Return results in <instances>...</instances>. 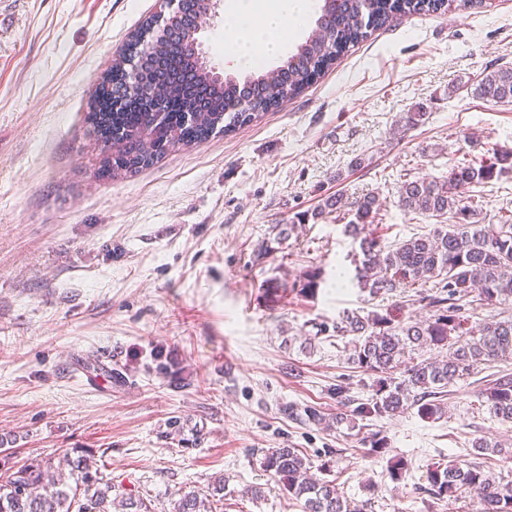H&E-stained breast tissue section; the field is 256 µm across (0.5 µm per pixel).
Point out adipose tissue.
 <instances>
[{"mask_svg": "<svg viewBox=\"0 0 512 512\" xmlns=\"http://www.w3.org/2000/svg\"><path fill=\"white\" fill-rule=\"evenodd\" d=\"M252 0H228L231 24L224 27V63L238 68L253 61L255 49L265 59H274L288 47V41L301 21L312 13L311 0H276L261 22H253Z\"/></svg>", "mask_w": 512, "mask_h": 512, "instance_id": "adipose-tissue-1", "label": "adipose tissue"}]
</instances>
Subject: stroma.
I'll return each mask as SVG.
<instances>
[{
  "label": "stroma",
  "instance_id": "35a3bbf8",
  "mask_svg": "<svg viewBox=\"0 0 512 512\" xmlns=\"http://www.w3.org/2000/svg\"><path fill=\"white\" fill-rule=\"evenodd\" d=\"M159 6L0 0V444L19 464L85 449L115 488L159 512L192 491L213 512H302L263 467L277 448L300 449L313 474L372 512H475L473 498H433L425 471L477 460L512 482V423L480 397L485 367L457 380L445 417L383 420L392 454L412 465L395 483L386 460L336 425L343 407L327 392L341 381L365 398L371 378L348 364L345 339L313 330L394 298L334 288L359 252L340 222L297 225L264 264L253 254L274 225L336 194L351 203L377 192L388 242L433 231L437 220L400 206L403 178L441 176L461 152L512 148V103L475 94L483 74L512 63V0L394 20L235 134L99 179L86 103ZM418 110L424 124L406 127ZM509 202L512 169L482 187L478 222L496 223ZM310 265L323 274L315 298L284 290ZM157 350L189 375L185 386L152 368ZM288 404L318 408L325 424L288 417ZM175 419L185 443L161 436ZM481 436L499 447L476 458Z\"/></svg>",
  "mask_w": 512,
  "mask_h": 512
}]
</instances>
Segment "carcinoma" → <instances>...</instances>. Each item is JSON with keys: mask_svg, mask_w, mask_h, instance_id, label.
Masks as SVG:
<instances>
[{"mask_svg": "<svg viewBox=\"0 0 512 512\" xmlns=\"http://www.w3.org/2000/svg\"><path fill=\"white\" fill-rule=\"evenodd\" d=\"M469 0H333L321 8L315 33L296 47L281 65L256 69L240 85L217 75L199 58L187 39L200 15L211 11V0H179L176 21L158 27L146 21L130 35L125 51L100 77L88 104L86 120L101 143L98 176L112 179L146 168L168 151L204 143L214 132L231 134L241 126L299 95L351 46L394 19L449 9ZM476 95L492 103H512V65L483 75ZM512 167V149L496 148L488 158L464 154L453 159L441 177L406 179L399 202L407 211L442 219L448 228L416 233L386 244L377 235L382 202L369 192L353 202L354 219L346 231L359 242L360 258L348 282L384 298L414 285L432 283L428 316L402 314L403 303L383 313L362 316L346 312L336 322L313 324L316 335L329 331L352 337L348 361L370 375L372 394L357 401L347 387L336 383L328 392L343 405L355 403L351 414L336 416V424L367 429L399 413L416 409L423 419L447 413L443 397L455 380L480 364L512 362V315L491 314L473 334L465 311L496 308L512 301V211L504 208L497 224H476L466 191L479 188ZM343 197L325 200L301 222L325 220L342 207ZM320 268L309 266L288 285L301 297L315 296ZM437 349L435 358L405 364L406 354ZM490 412L512 422V374H490L482 391ZM284 413L318 425L325 416L317 408L288 405ZM367 454L380 457L389 440L377 429L361 438ZM64 478L55 457L45 456L16 467L0 458V512H153L151 504L131 494H112V482L94 469L84 455L66 459ZM280 489L303 502V512H366L339 492L336 483L311 475V461L296 448H277L264 461ZM409 463L390 460L393 481L406 478ZM427 490L436 499L456 500L468 491L478 500L477 512H512V484L495 480L480 465L453 460L427 466ZM170 512H212L207 496L187 494Z\"/></svg>", "mask_w": 512, "mask_h": 512, "instance_id": "cac0c4a2", "label": "carcinoma"}]
</instances>
